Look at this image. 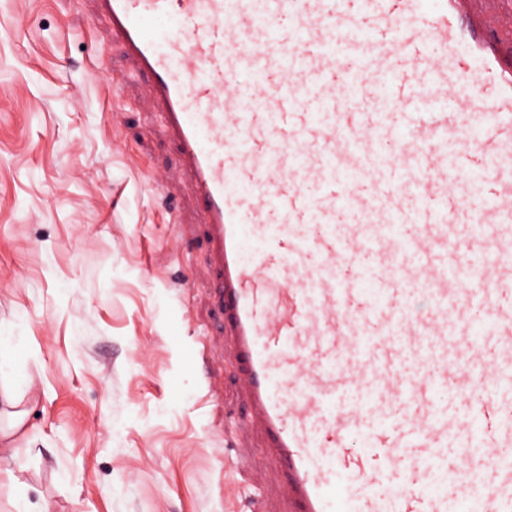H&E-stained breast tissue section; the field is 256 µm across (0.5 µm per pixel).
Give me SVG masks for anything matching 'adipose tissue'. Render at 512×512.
Listing matches in <instances>:
<instances>
[{
  "label": "adipose tissue",
  "mask_w": 512,
  "mask_h": 512,
  "mask_svg": "<svg viewBox=\"0 0 512 512\" xmlns=\"http://www.w3.org/2000/svg\"><path fill=\"white\" fill-rule=\"evenodd\" d=\"M23 354L24 351L19 345L0 341V406L7 409L9 418L6 426H0V461L12 463L15 472L10 475L9 480L14 486L19 483V473L26 469V463L14 439L16 431L24 422L26 412L20 407V389L23 382L18 378L8 379L7 373Z\"/></svg>",
  "instance_id": "obj_1"
}]
</instances>
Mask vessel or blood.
<instances>
[{
    "instance_id": "obj_1",
    "label": "vessel or blood",
    "mask_w": 512,
    "mask_h": 512,
    "mask_svg": "<svg viewBox=\"0 0 512 512\" xmlns=\"http://www.w3.org/2000/svg\"><path fill=\"white\" fill-rule=\"evenodd\" d=\"M147 76L293 512H512V45L473 0H94ZM438 43L441 54L429 53ZM405 122L386 132L390 113ZM372 234H336L337 203ZM482 273L449 287V250ZM469 434L462 448L451 437ZM471 484L437 490L457 472Z\"/></svg>"
}]
</instances>
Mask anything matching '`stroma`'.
<instances>
[{
  "label": "stroma",
  "instance_id": "obj_1",
  "mask_svg": "<svg viewBox=\"0 0 512 512\" xmlns=\"http://www.w3.org/2000/svg\"><path fill=\"white\" fill-rule=\"evenodd\" d=\"M148 81L92 0H0V336L53 512H290ZM178 217H171V210Z\"/></svg>",
  "mask_w": 512,
  "mask_h": 512
}]
</instances>
